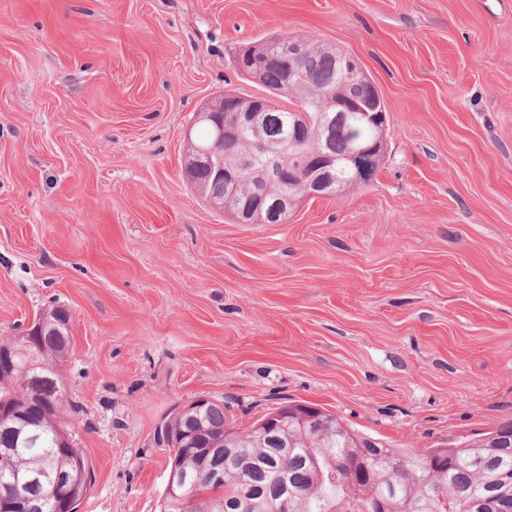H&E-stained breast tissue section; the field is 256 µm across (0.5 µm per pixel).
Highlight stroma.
<instances>
[{"instance_id": "35a3bbf8", "label": "stroma", "mask_w": 512, "mask_h": 512, "mask_svg": "<svg viewBox=\"0 0 512 512\" xmlns=\"http://www.w3.org/2000/svg\"><path fill=\"white\" fill-rule=\"evenodd\" d=\"M354 57L387 110L371 184L239 224L181 174L233 54ZM71 318L79 512H159L157 431L314 405L400 448L512 420V0H0V337ZM212 400L206 397H199L194 399L189 405L184 407H178L175 413L179 415H184L188 413H197L205 408ZM225 404L224 402H211L204 410L201 412V419L204 428L207 430V435L209 440L206 441L205 444H221L224 441L229 444L234 443L238 440V438L232 434V432L224 431L225 429L232 428L227 423V416L224 412ZM193 414H189L193 415ZM166 421H168L169 426H173L174 428H184L186 426L192 425L195 421L192 422L191 419H188L186 415L184 416H173L169 417ZM225 435V436H224Z\"/></svg>"}]
</instances>
